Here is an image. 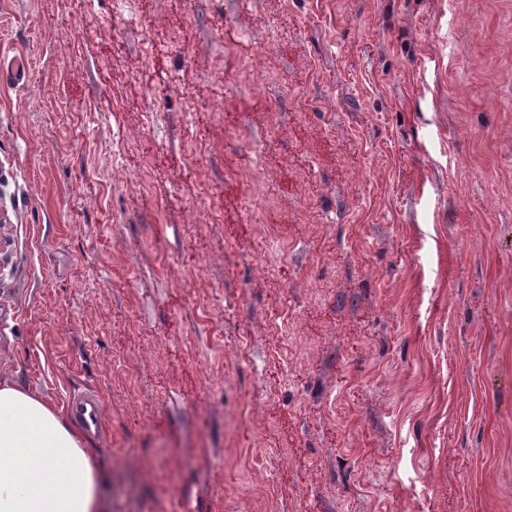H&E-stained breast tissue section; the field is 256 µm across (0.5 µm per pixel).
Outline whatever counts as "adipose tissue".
<instances>
[{
  "mask_svg": "<svg viewBox=\"0 0 512 512\" xmlns=\"http://www.w3.org/2000/svg\"><path fill=\"white\" fill-rule=\"evenodd\" d=\"M103 474L63 407L0 381V512H103Z\"/></svg>",
  "mask_w": 512,
  "mask_h": 512,
  "instance_id": "obj_1",
  "label": "adipose tissue"
}]
</instances>
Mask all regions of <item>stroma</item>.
I'll return each instance as SVG.
<instances>
[{
    "label": "stroma",
    "instance_id": "35a3bbf8",
    "mask_svg": "<svg viewBox=\"0 0 512 512\" xmlns=\"http://www.w3.org/2000/svg\"><path fill=\"white\" fill-rule=\"evenodd\" d=\"M0 62V380L99 392L107 512H512V0H0Z\"/></svg>",
    "mask_w": 512,
    "mask_h": 512
}]
</instances>
